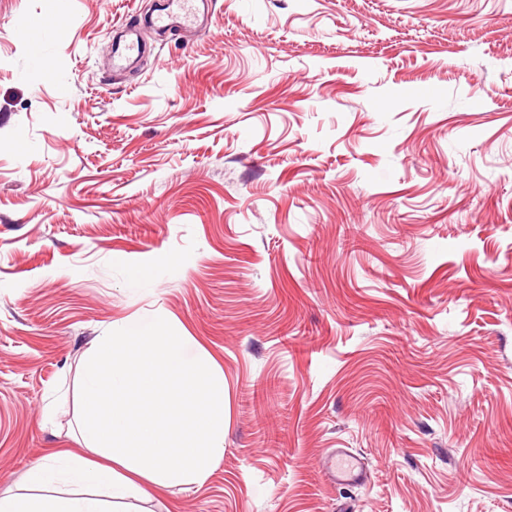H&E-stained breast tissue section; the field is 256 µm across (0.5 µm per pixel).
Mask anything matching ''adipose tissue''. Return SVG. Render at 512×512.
Here are the masks:
<instances>
[{
  "label": "adipose tissue",
  "mask_w": 512,
  "mask_h": 512,
  "mask_svg": "<svg viewBox=\"0 0 512 512\" xmlns=\"http://www.w3.org/2000/svg\"><path fill=\"white\" fill-rule=\"evenodd\" d=\"M167 322L111 324L88 347L75 405L84 451L55 450L0 488V512H150L164 491L203 487L224 460V372Z\"/></svg>",
  "instance_id": "adipose-tissue-1"
}]
</instances>
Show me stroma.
<instances>
[{
	"label": "stroma",
	"mask_w": 512,
	"mask_h": 512,
	"mask_svg": "<svg viewBox=\"0 0 512 512\" xmlns=\"http://www.w3.org/2000/svg\"><path fill=\"white\" fill-rule=\"evenodd\" d=\"M159 3L0 0V485L163 313L224 372V460L153 512H512V0ZM198 3L208 4L207 0H167L154 23L159 28L172 26L194 28L198 19ZM345 448H336L324 467L330 480L339 484H360L367 478L361 459L351 455Z\"/></svg>",
	"instance_id": "1"
}]
</instances>
